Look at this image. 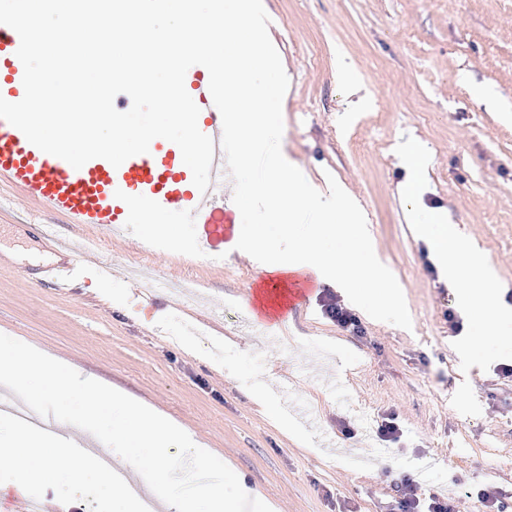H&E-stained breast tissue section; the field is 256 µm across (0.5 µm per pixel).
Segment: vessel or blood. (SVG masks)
<instances>
[{
    "label": "vessel or blood",
    "instance_id": "b4317fda",
    "mask_svg": "<svg viewBox=\"0 0 512 512\" xmlns=\"http://www.w3.org/2000/svg\"><path fill=\"white\" fill-rule=\"evenodd\" d=\"M19 44L18 34L0 24V97L12 103L24 96V68L16 55ZM185 88L200 109L205 134L220 140L222 117L213 104L207 69L201 65L190 67ZM210 177L207 192H200L174 144L152 145L148 153L132 156L117 167L94 158L76 169L42 152L19 129L0 119V179L49 210L66 215L73 224L111 228L156 224L172 213L189 223L204 211L225 212L233 201L222 150L214 152ZM91 262V257L67 254L44 266L42 274L46 283L68 288L78 264Z\"/></svg>",
    "mask_w": 512,
    "mask_h": 512
}]
</instances>
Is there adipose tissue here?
I'll list each match as a JSON object with an SVG mask.
<instances>
[{"label": "adipose tissue", "mask_w": 512, "mask_h": 512, "mask_svg": "<svg viewBox=\"0 0 512 512\" xmlns=\"http://www.w3.org/2000/svg\"><path fill=\"white\" fill-rule=\"evenodd\" d=\"M336 211L344 223L359 225V232L348 239L345 250L336 257L320 259L317 240L312 237L297 249L267 263V272L279 276L278 297L286 295V276L310 273L318 282L339 288L352 297L356 296L359 285L383 286L385 305H397L398 291L371 247V236L364 226L365 219L358 201L346 192H337ZM417 232L446 264L449 279H459L461 266L472 269L466 300L471 307L483 310V322L487 327L512 322V305L489 295L485 286L487 263L475 244L464 242L454 226L444 222L438 213L418 225ZM62 453V448L43 432L26 427L16 437L0 438V462L13 464L29 481L52 479L55 459Z\"/></svg>", "instance_id": "obj_1"}]
</instances>
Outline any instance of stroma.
Here are the masks:
<instances>
[{
  "instance_id": "stroma-1",
  "label": "stroma",
  "mask_w": 512,
  "mask_h": 512,
  "mask_svg": "<svg viewBox=\"0 0 512 512\" xmlns=\"http://www.w3.org/2000/svg\"><path fill=\"white\" fill-rule=\"evenodd\" d=\"M269 36L290 77L281 149L320 189L359 201L373 246L404 293L373 319L382 291L356 301L313 277L278 328L254 324L269 275L224 227L223 259L198 244L200 224L170 219L114 235L65 223L0 181V333L68 361L145 403L224 463L278 512H383L403 479L453 497L494 486L512 496V345L478 335L460 283L414 233L399 196V147L425 155L418 215L446 214L486 256V286L512 304V0H270ZM346 62L355 107L339 77ZM52 225L47 238L40 225ZM95 245L112 277L73 289L39 283L55 242ZM196 281L184 295L175 282ZM360 319L353 335L322 313L329 297ZM267 394L270 407L260 406ZM283 409L289 429L275 426ZM398 413V442L379 427ZM46 483L0 465V512L20 497L58 512H122L66 461Z\"/></svg>"
}]
</instances>
